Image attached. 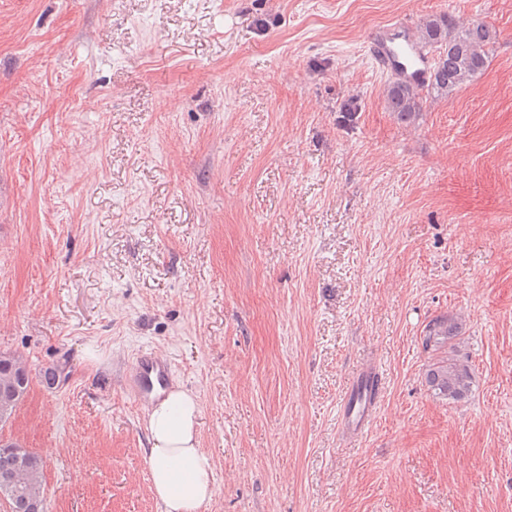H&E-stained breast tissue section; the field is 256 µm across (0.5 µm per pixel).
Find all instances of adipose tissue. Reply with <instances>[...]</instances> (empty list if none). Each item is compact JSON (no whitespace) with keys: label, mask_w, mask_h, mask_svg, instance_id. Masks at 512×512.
Instances as JSON below:
<instances>
[{"label":"adipose tissue","mask_w":512,"mask_h":512,"mask_svg":"<svg viewBox=\"0 0 512 512\" xmlns=\"http://www.w3.org/2000/svg\"><path fill=\"white\" fill-rule=\"evenodd\" d=\"M200 414L196 396L180 388L146 412L147 462L163 512H200L212 497L211 461L197 441Z\"/></svg>","instance_id":"obj_1"}]
</instances>
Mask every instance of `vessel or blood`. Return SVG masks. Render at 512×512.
Masks as SVG:
<instances>
[{
	"instance_id": "obj_1",
	"label": "vessel or blood",
	"mask_w": 512,
	"mask_h": 512,
	"mask_svg": "<svg viewBox=\"0 0 512 512\" xmlns=\"http://www.w3.org/2000/svg\"><path fill=\"white\" fill-rule=\"evenodd\" d=\"M415 44L409 24L402 22L391 30L377 31L369 40V51L381 70L397 71L403 80L421 84L428 78V69L425 60L416 53ZM171 377L172 368L165 356L145 352L128 369L125 389L138 404L143 405L165 389Z\"/></svg>"
}]
</instances>
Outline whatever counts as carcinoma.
Segmentation results:
<instances>
[{
	"mask_svg": "<svg viewBox=\"0 0 512 512\" xmlns=\"http://www.w3.org/2000/svg\"><path fill=\"white\" fill-rule=\"evenodd\" d=\"M418 41L439 50L430 75V87L450 94L471 82L486 68L494 32L483 23L460 26L445 15L429 16L420 25ZM388 107L397 120L415 121L421 111V87L397 80L386 88ZM464 335L462 321L448 316L432 320L425 330L423 345L435 352L424 373L425 384L437 396L451 403L469 397L475 386L471 368L453 355L455 342ZM30 371L22 356L0 352V408L17 409L30 389ZM17 444H0V478L9 480L4 498L8 503L25 502L44 512V462L28 452L21 456Z\"/></svg>",
	"mask_w": 512,
	"mask_h": 512,
	"instance_id": "carcinoma-1",
	"label": "carcinoma"
}]
</instances>
